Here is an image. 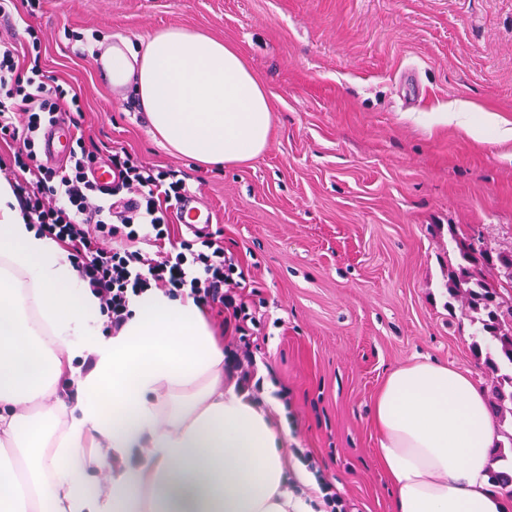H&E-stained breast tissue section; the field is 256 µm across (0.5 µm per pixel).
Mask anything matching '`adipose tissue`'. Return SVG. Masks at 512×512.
<instances>
[{"mask_svg": "<svg viewBox=\"0 0 512 512\" xmlns=\"http://www.w3.org/2000/svg\"><path fill=\"white\" fill-rule=\"evenodd\" d=\"M104 58L176 156L222 167L271 147L268 93L236 46L170 28ZM130 310L104 332L67 251L1 179L0 512H317L318 496L288 490L284 431L225 384L199 306L153 290ZM374 422L395 512H512L489 486L499 435L469 375L427 359L395 369Z\"/></svg>", "mask_w": 512, "mask_h": 512, "instance_id": "ef3b65f1", "label": "adipose tissue"}]
</instances>
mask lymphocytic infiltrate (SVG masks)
<instances>
[{"instance_id": "obj_1", "label": "lymphocytic infiltrate", "mask_w": 512, "mask_h": 512, "mask_svg": "<svg viewBox=\"0 0 512 512\" xmlns=\"http://www.w3.org/2000/svg\"><path fill=\"white\" fill-rule=\"evenodd\" d=\"M25 32L26 47L0 41V140L16 146L13 169L23 177L13 188L25 222L68 250L100 301L106 330L119 331L130 303L159 290L226 311L239 343L248 344L258 323L246 302L250 279L226 256L221 232L175 235L169 213L188 191L178 170L144 164L123 147L100 153L81 136L61 163L44 162V127L82 103L73 87L47 74L34 25ZM100 163L112 171L111 189L93 178Z\"/></svg>"}]
</instances>
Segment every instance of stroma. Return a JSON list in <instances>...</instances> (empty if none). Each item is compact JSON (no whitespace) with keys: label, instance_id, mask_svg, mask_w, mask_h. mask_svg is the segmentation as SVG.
<instances>
[{"label":"stroma","instance_id":"35a3bbf8","mask_svg":"<svg viewBox=\"0 0 512 512\" xmlns=\"http://www.w3.org/2000/svg\"><path fill=\"white\" fill-rule=\"evenodd\" d=\"M34 26L84 133L183 171L248 266L250 396L281 402L289 464L350 512H393L372 419L386 375L427 358L494 385L446 283L451 233L512 249V0H41ZM171 27L242 51L269 91L268 151L220 170L177 157L101 80L96 54Z\"/></svg>","mask_w":512,"mask_h":512}]
</instances>
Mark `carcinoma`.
<instances>
[{
	"instance_id": "obj_1",
	"label": "carcinoma",
	"mask_w": 512,
	"mask_h": 512,
	"mask_svg": "<svg viewBox=\"0 0 512 512\" xmlns=\"http://www.w3.org/2000/svg\"><path fill=\"white\" fill-rule=\"evenodd\" d=\"M451 240L465 265L446 285L450 295L464 306L465 316L478 325L477 331L495 342L493 351L482 352L474 345L477 359L495 376L491 399L494 415L505 403L512 404V251L497 253L476 244L475 237L451 234ZM489 480L502 489L512 487V464L488 470Z\"/></svg>"
}]
</instances>
